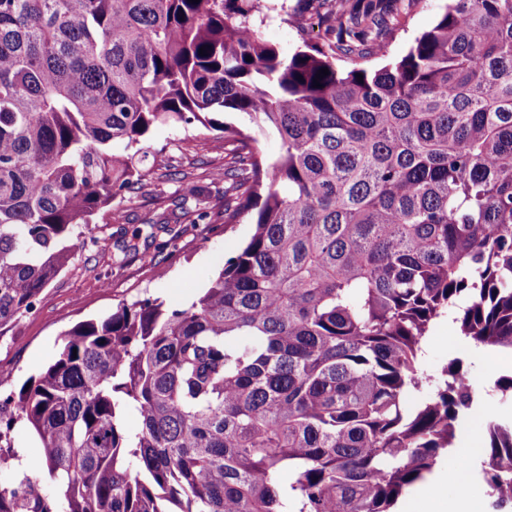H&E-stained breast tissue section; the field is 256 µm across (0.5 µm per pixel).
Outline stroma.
<instances>
[{
    "mask_svg": "<svg viewBox=\"0 0 512 512\" xmlns=\"http://www.w3.org/2000/svg\"><path fill=\"white\" fill-rule=\"evenodd\" d=\"M263 5L254 26L262 40L286 54L321 35L319 16L344 7L342 0H264ZM446 5L447 0H385L386 21L374 30L373 38L386 53L368 52L361 66L378 69L405 55ZM147 144L155 157L147 162L143 187L115 198L92 216L83 230L84 248L45 289L35 309L0 336V399L18 392L28 378L44 369L54 359L62 333L77 323L104 317L119 305L147 297H159L174 306L191 302L223 268L225 258L249 237L252 226L245 222L229 228L176 224L171 232L157 231V239L169 241L170 246L157 255L155 265H144L132 254L122 255L133 230L167 210L184 181L205 186L210 204L224 199L223 181L210 176L224 162L221 132L198 124L161 125L151 131ZM459 345L452 318L437 320L425 340L424 370L439 374ZM464 358V368L476 380L482 401L511 418L512 398H501L493 390L492 378L501 371V363L489 353L472 349Z\"/></svg>",
    "mask_w": 512,
    "mask_h": 512,
    "instance_id": "1",
    "label": "stroma"
}]
</instances>
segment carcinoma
Wrapping results in <instances>:
<instances>
[{
    "instance_id": "obj_1",
    "label": "carcinoma",
    "mask_w": 512,
    "mask_h": 512,
    "mask_svg": "<svg viewBox=\"0 0 512 512\" xmlns=\"http://www.w3.org/2000/svg\"><path fill=\"white\" fill-rule=\"evenodd\" d=\"M261 9L0 0L1 336L141 183L155 126L224 132V204L185 207L205 199L186 183L157 223L254 224L191 303L75 325L0 400V442L29 428L51 487L0 445V512H392L477 399L463 357L421 368L432 324L452 310L469 346L512 354V0H448L377 70L331 60L373 5L288 56ZM481 473L512 512V421L490 409Z\"/></svg>"
}]
</instances>
